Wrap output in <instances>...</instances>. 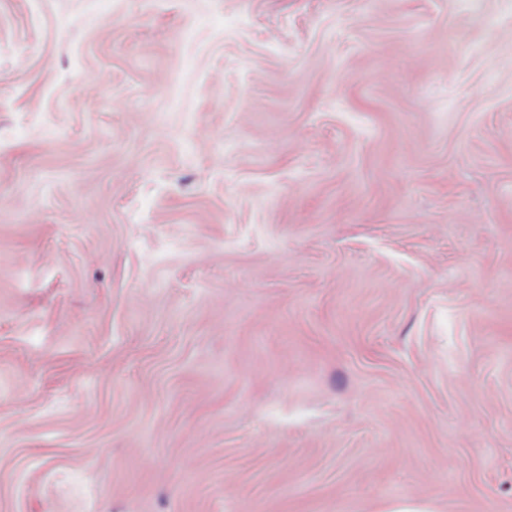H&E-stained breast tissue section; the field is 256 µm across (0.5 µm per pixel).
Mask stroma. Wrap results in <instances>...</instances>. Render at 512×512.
<instances>
[{"label": "stroma", "instance_id": "1", "mask_svg": "<svg viewBox=\"0 0 512 512\" xmlns=\"http://www.w3.org/2000/svg\"><path fill=\"white\" fill-rule=\"evenodd\" d=\"M512 512V0H0V512Z\"/></svg>", "mask_w": 512, "mask_h": 512}]
</instances>
